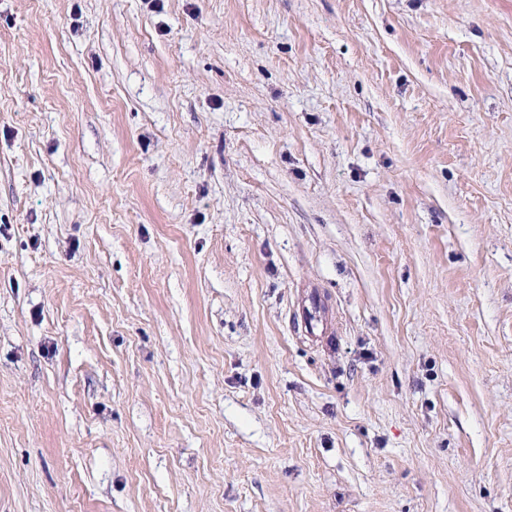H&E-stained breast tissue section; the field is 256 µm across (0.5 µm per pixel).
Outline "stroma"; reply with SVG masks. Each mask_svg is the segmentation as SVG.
Wrapping results in <instances>:
<instances>
[{
  "label": "stroma",
  "mask_w": 512,
  "mask_h": 512,
  "mask_svg": "<svg viewBox=\"0 0 512 512\" xmlns=\"http://www.w3.org/2000/svg\"><path fill=\"white\" fill-rule=\"evenodd\" d=\"M0 512H512V0H0ZM309 308L303 309L301 320L308 333H314L315 330H320L321 336H332V332L328 328V322L324 323L321 313L324 311L322 300L316 294H311L308 297Z\"/></svg>",
  "instance_id": "1"
}]
</instances>
